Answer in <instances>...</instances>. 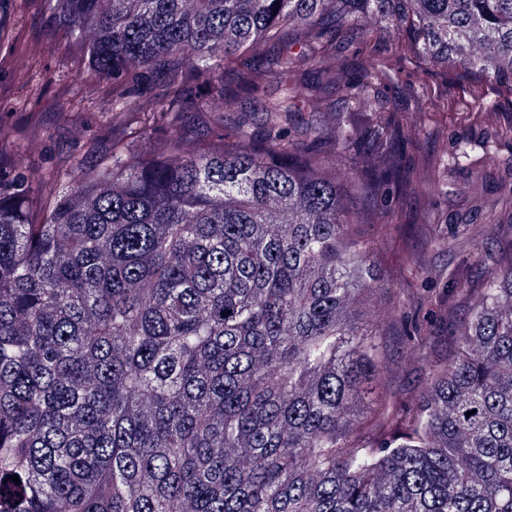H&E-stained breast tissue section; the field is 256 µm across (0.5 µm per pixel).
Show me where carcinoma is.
<instances>
[{
    "label": "carcinoma",
    "mask_w": 512,
    "mask_h": 512,
    "mask_svg": "<svg viewBox=\"0 0 512 512\" xmlns=\"http://www.w3.org/2000/svg\"><path fill=\"white\" fill-rule=\"evenodd\" d=\"M24 5L49 6L110 107L52 173L0 152V512H512V260L484 246L512 188L454 237L488 278L412 404L387 393L381 336L424 344L408 312L448 318V289L360 309L384 292L373 230L444 188L369 94L382 52L512 97V0ZM44 52L0 21V62L50 105ZM242 97L262 130L226 115Z\"/></svg>",
    "instance_id": "carcinoma-1"
}]
</instances>
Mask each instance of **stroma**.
<instances>
[{
  "label": "stroma",
  "instance_id": "1",
  "mask_svg": "<svg viewBox=\"0 0 512 512\" xmlns=\"http://www.w3.org/2000/svg\"><path fill=\"white\" fill-rule=\"evenodd\" d=\"M79 64L67 50L65 43H56L52 53L45 58L38 74L45 83L52 106L36 104L25 88L8 83L0 74V122L18 127L25 126L29 113L37 115L34 134L20 138L18 148L31 152V160L40 171H47L62 156L76 127L98 128V113L86 110L75 113L72 104L80 84L76 79ZM392 86L381 88L380 94L388 99L395 111L400 112L405 127H412L415 117L404 112L403 101L411 92L425 89L440 91L442 78L425 72L406 60L394 63ZM459 106L442 112L440 134L430 137L418 134L414 157L430 154L448 162V191L418 197H408L399 202L397 231L380 237L373 261L381 275L387 278L390 290L388 300L399 302L422 285L451 289L454 315H464L470 305V291L478 290L485 283V271L475 263H462L456 251L429 247L421 233L429 227L442 237L452 235L455 225L480 223L472 200L474 196H492L503 187L512 186V141L499 140L489 135L472 134L463 121V115L477 109L475 101L459 95ZM494 156L495 165L490 176H482L486 156ZM412 251L435 272L429 282L408 275L396 276V262L402 250ZM423 349H409L397 337H390L386 384L395 397L403 403L411 402L423 389Z\"/></svg>",
  "mask_w": 512,
  "mask_h": 512
}]
</instances>
